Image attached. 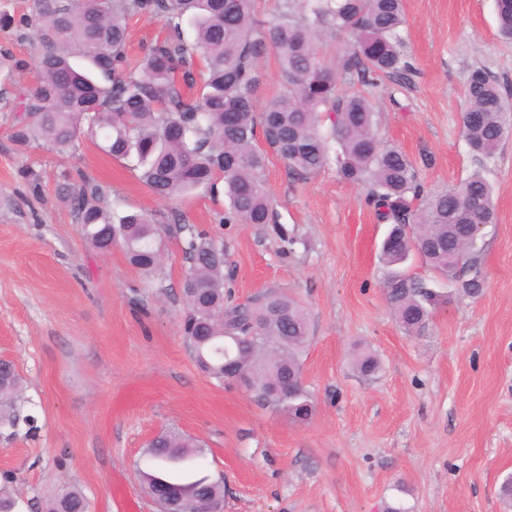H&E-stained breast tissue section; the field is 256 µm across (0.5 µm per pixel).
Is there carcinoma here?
I'll return each mask as SVG.
<instances>
[{
	"mask_svg": "<svg viewBox=\"0 0 512 512\" xmlns=\"http://www.w3.org/2000/svg\"><path fill=\"white\" fill-rule=\"evenodd\" d=\"M499 34L512 39V0H496ZM151 15L164 33L149 46L137 72L128 68L127 18ZM403 0H282L280 11L260 19L254 0H34L28 25L41 44L38 82L12 106V139L22 149L44 141L59 152L87 138L115 160L130 164L155 196L174 199L216 188L224 178L228 210L218 223L277 222L264 179L266 157L257 133L288 166L307 180L327 167L366 189L365 202L405 236L403 250L382 249L389 273L387 302L400 327L413 333L447 302L434 288L445 279L476 296L484 281L470 231L482 235L496 223L493 187L475 170L445 190H427L409 156L377 134L373 100L348 94L343 84L370 85L383 76L411 82L401 30ZM192 27V39L184 25ZM343 38L334 66L319 56L327 38ZM275 53L286 90L257 105L258 62ZM469 105L485 113L479 125L463 124L472 154L492 157L512 131V90L482 68L466 87ZM58 193L70 204L83 237L107 252L121 248L130 263L150 272L164 247L161 228L143 212L102 204L100 187L86 173L64 172ZM189 263L181 285L182 333L199 370L227 382L233 362L250 381L258 401L298 421L312 397L302 383V357L309 339L307 314L294 297L274 289L252 305H224V245L173 215ZM417 255L434 276L413 277L399 266ZM15 437L37 430L25 406L15 365L0 360V429ZM199 444L175 427L161 431L140 470L146 488L166 484L175 498L166 512H223L224 480L196 471ZM86 497L64 485L43 512H88ZM0 512L21 504L0 486Z\"/></svg>",
	"mask_w": 512,
	"mask_h": 512,
	"instance_id": "cac0c4a2",
	"label": "carcinoma"
}]
</instances>
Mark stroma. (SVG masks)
Returning a JSON list of instances; mask_svg holds the SVG:
<instances>
[{"instance_id":"35a3bbf8","label":"stroma","mask_w":512,"mask_h":512,"mask_svg":"<svg viewBox=\"0 0 512 512\" xmlns=\"http://www.w3.org/2000/svg\"><path fill=\"white\" fill-rule=\"evenodd\" d=\"M404 6L416 73L404 87L386 79L371 87L378 134L415 161L430 189L483 168L497 214L478 242L481 295L441 282L447 304L411 336L382 290L390 226L335 168L299 182L267 153L264 176L279 223L296 236L290 246L270 225L219 223L223 193L154 196L90 140L70 152L37 144L19 153L8 102L36 83L42 48L23 25L32 0H0L14 19L0 28V52L23 64L0 83V359L15 364L40 426L26 439L0 437V478L12 476L18 500L48 499L67 483L90 512H117L121 494L138 512H159L136 470L149 442L173 426L202 443L205 472L223 476L224 512H512L499 496L512 476V135L482 167L462 130L472 70L512 80V41L498 33L495 0ZM26 166L39 191L21 178ZM65 170L93 177L105 204L161 225L176 213L223 242L228 302L270 288L301 302L311 328L307 423L198 369L180 328L178 238L166 237L164 260L149 273L120 249L97 251L57 194ZM365 352L380 362L370 377L355 365Z\"/></svg>"}]
</instances>
